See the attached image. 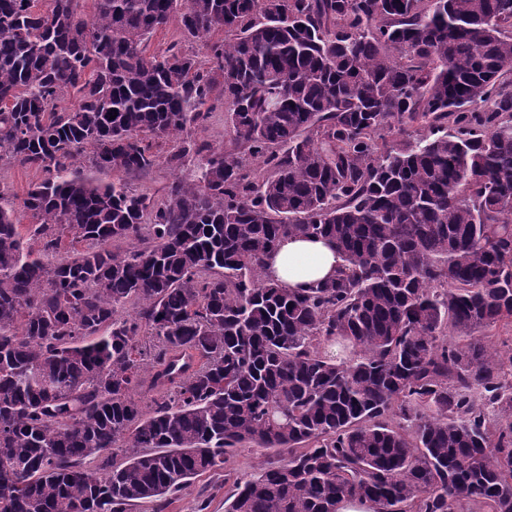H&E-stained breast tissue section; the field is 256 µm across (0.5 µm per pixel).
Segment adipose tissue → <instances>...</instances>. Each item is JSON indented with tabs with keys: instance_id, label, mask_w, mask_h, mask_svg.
I'll return each mask as SVG.
<instances>
[{
	"instance_id": "ef3b65f1",
	"label": "adipose tissue",
	"mask_w": 512,
	"mask_h": 512,
	"mask_svg": "<svg viewBox=\"0 0 512 512\" xmlns=\"http://www.w3.org/2000/svg\"><path fill=\"white\" fill-rule=\"evenodd\" d=\"M341 264L328 239L287 236L266 258L265 274L283 287L303 290L335 279Z\"/></svg>"
}]
</instances>
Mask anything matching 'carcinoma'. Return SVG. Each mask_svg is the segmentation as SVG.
<instances>
[{
  "instance_id": "cac0c4a2",
  "label": "carcinoma",
  "mask_w": 512,
  "mask_h": 512,
  "mask_svg": "<svg viewBox=\"0 0 512 512\" xmlns=\"http://www.w3.org/2000/svg\"><path fill=\"white\" fill-rule=\"evenodd\" d=\"M84 2L0 0V157L43 173L0 207L12 512L219 472L224 512H512V0ZM176 14L207 66L147 53ZM217 99L258 172L192 138ZM173 137L202 166L154 205L123 176ZM286 235L336 279H266ZM270 456V450L245 449L236 456L232 466L240 474H254L265 465Z\"/></svg>"
}]
</instances>
